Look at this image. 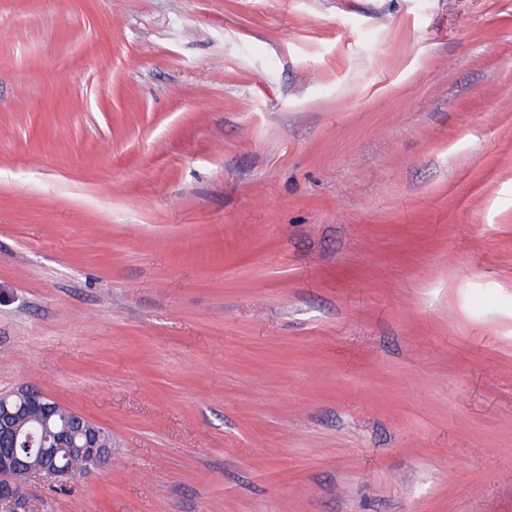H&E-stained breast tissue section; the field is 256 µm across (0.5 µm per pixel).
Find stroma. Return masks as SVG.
Here are the masks:
<instances>
[{"label":"stroma","instance_id":"1","mask_svg":"<svg viewBox=\"0 0 512 512\" xmlns=\"http://www.w3.org/2000/svg\"><path fill=\"white\" fill-rule=\"evenodd\" d=\"M22 384L35 512H512V0H0ZM52 410H56V414L51 420V427L65 426L69 424L73 428L76 435L77 445H82L83 438L81 435L82 430L87 424L94 425L100 431V448H112V434L105 428L97 425L88 418L70 411L62 405H55ZM72 431L68 427H63L57 431L50 433L43 441V448H41V455L45 459L55 460L58 453L63 448H68L71 442ZM71 450L69 457V476H60L56 472L47 470V475L50 478L68 480L74 478L84 477L85 475L97 470L99 467L97 462L86 454L83 448H69ZM67 450H64L65 453Z\"/></svg>","mask_w":512,"mask_h":512}]
</instances>
